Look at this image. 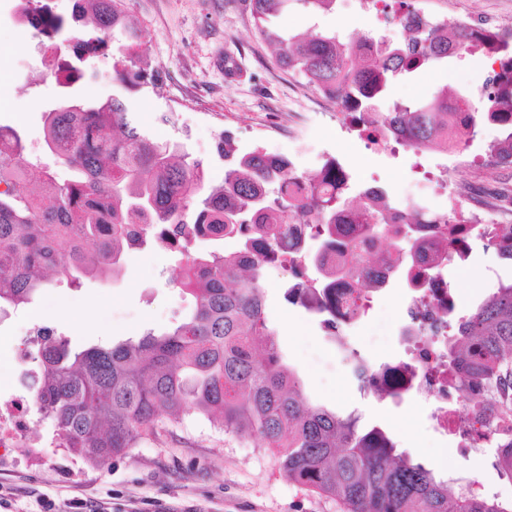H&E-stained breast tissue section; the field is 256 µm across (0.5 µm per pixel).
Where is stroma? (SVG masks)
I'll return each mask as SVG.
<instances>
[{"instance_id":"obj_1","label":"stroma","mask_w":512,"mask_h":512,"mask_svg":"<svg viewBox=\"0 0 512 512\" xmlns=\"http://www.w3.org/2000/svg\"><path fill=\"white\" fill-rule=\"evenodd\" d=\"M421 12L438 19L459 13L499 15V28H512V0H412ZM18 0H0V43L12 51L0 57V125L21 132L30 159L51 163L44 148V115L60 97V88L42 63L43 50L33 30L16 15ZM131 22L142 32L140 54L161 89L143 88L133 97L140 122L162 139H181L193 157L203 160L207 181L221 183L224 163L215 139L230 131L240 151L262 146L288 156L301 171L329 156L349 171L357 185L386 188L402 201L424 198L433 211L451 209L441 178L467 184L484 177L512 190V166L488 168L486 150L501 135L498 126L478 123L465 145L472 168L443 172L441 155L425 149L390 150L336 117L335 104L300 74L283 68L275 50L254 30L250 0H126ZM283 35L310 30L369 33L398 38L364 0H337L335 11L316 16L291 6L270 21ZM484 69L469 65L452 71H422L391 85L388 97L408 99L430 92L447 79L477 87ZM177 112L173 126L154 122L156 112ZM463 265H450L456 293L454 318L469 315L512 280V262L496 257L473 239ZM173 258L163 251L129 254L118 277L85 279L70 285L64 277L32 304L0 317V363H14L15 381L0 380V397H29L32 358L38 328L53 329L77 349L138 340L147 331L167 329L189 315L190 297L173 288ZM287 274L265 276V316L280 332L283 358L303 379L312 403L342 413L356 412L366 426L388 431L398 448L447 479L449 492L472 486L476 493L512 499V478L483 450L458 448L455 441L431 447L428 405L408 399L378 400L359 391L348 362L337 355L318 319L284 298ZM406 288L394 283L375 294L367 315L347 327L350 346L371 363L403 359L384 318L402 315ZM343 512L336 500L290 482L278 454L253 434L228 433L198 414L167 423L158 438L140 442L120 458L95 466L67 451L54 422L30 408L14 444L0 448V512Z\"/></svg>"}]
</instances>
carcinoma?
I'll return each instance as SVG.
<instances>
[{
	"mask_svg": "<svg viewBox=\"0 0 512 512\" xmlns=\"http://www.w3.org/2000/svg\"><path fill=\"white\" fill-rule=\"evenodd\" d=\"M387 22L416 13L410 0H374ZM311 13L336 0H251L259 36L277 48L279 63L299 72L375 144L395 139L409 148L436 149L448 130L454 103L467 101L460 136L481 120L502 137L488 146L493 164L512 165V30L450 29L435 18L408 28L402 39L344 40L335 32L284 39L269 18L288 5ZM19 20L47 41L48 62L60 58L71 78L97 77L87 56L112 51V95L85 103L64 92L45 112L44 142L60 178L29 159L20 134L0 126V314L43 293L57 272L78 285L84 277H117L126 253L146 247L180 256L176 287L190 295V316L160 335L147 333L109 348L76 352L46 334L36 352L41 369L35 395L57 427L64 447L92 464L122 456L155 436L163 419L193 409L226 432H256L279 452L289 481L343 504L347 512H512V502L475 495L471 486L448 497V482L400 452L380 428L309 401L303 382L284 363L276 330L265 317L264 268L278 260L288 224H310L298 260L310 287L285 291L289 303L336 327V225L358 224L368 239L386 238L404 264L420 259L416 225L457 219L422 202L397 201L382 188L355 187L344 167L325 160L300 172L287 157L256 147L237 149L233 134H219L216 153L224 181L206 185L203 161L182 140L162 141L140 124L130 96L154 76L140 65L141 34L127 20L124 0H74L70 18L51 0H20ZM499 69L487 74L481 97L467 88L438 86L426 96L379 108L389 86L451 59ZM397 220L391 231L388 224ZM483 240L512 261V229ZM237 248L224 252V239ZM342 266L368 278L356 239L342 244ZM448 362L462 389L482 383L503 419L512 418V282L458 321L448 338Z\"/></svg>",
	"mask_w": 512,
	"mask_h": 512,
	"instance_id": "cac0c4a2",
	"label": "carcinoma"
}]
</instances>
